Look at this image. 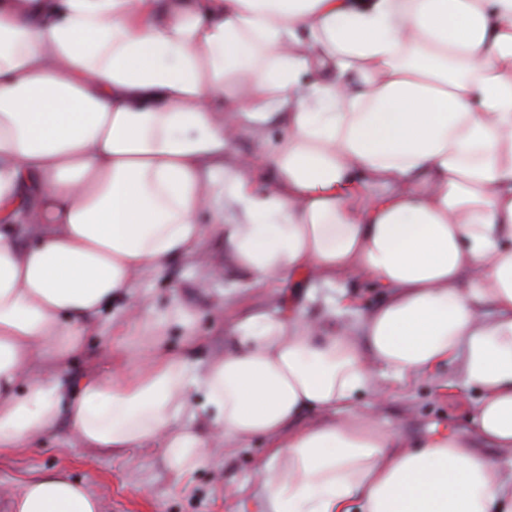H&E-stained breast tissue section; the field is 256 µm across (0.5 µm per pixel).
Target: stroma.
<instances>
[{"label": "stroma", "mask_w": 512, "mask_h": 512, "mask_svg": "<svg viewBox=\"0 0 512 512\" xmlns=\"http://www.w3.org/2000/svg\"><path fill=\"white\" fill-rule=\"evenodd\" d=\"M203 252L204 260L181 261L161 273L143 276L134 291L135 302L157 314L164 313L172 301L182 303L186 322H168L161 333L167 349L175 354L182 353L187 334L202 337V346L190 359L197 373L223 353L237 318L253 310H279L291 299L290 287L278 280L248 283L235 273L206 279L207 266H223L224 247L220 239L210 237ZM344 292L356 296L366 310L382 298L381 290L364 279L348 281L342 289L316 282L306 316L320 319ZM376 382L386 392L383 405H376L367 391L357 395V404L376 410L383 427L403 432L412 443L434 429L463 427L471 404L479 397L476 388L464 384L453 363L443 365L430 379L402 383L388 374ZM266 462L263 440L255 438L243 446L228 442L209 449L198 467L178 481L160 449L135 448L108 455L80 444L65 418L53 434L0 455V488L16 491L33 473L59 469L99 496L102 512H258L263 492L257 474Z\"/></svg>", "instance_id": "35a3bbf8"}]
</instances>
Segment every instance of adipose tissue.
Masks as SVG:
<instances>
[{"label": "adipose tissue", "instance_id": "obj_1", "mask_svg": "<svg viewBox=\"0 0 512 512\" xmlns=\"http://www.w3.org/2000/svg\"><path fill=\"white\" fill-rule=\"evenodd\" d=\"M287 133L265 164L242 127ZM209 212L212 222L198 218ZM253 282L354 273L368 313L237 320L202 376L133 290L206 233ZM113 322L104 364L71 357ZM456 362L465 429L409 449L354 398ZM69 412L81 444L206 449L264 439L262 512H512V0H0V453ZM64 472L0 512H100ZM284 134L285 128L279 123L269 124L266 128L265 137L262 140L252 139L246 132H244L235 142L232 143L229 152H240L252 155L259 162H262Z\"/></svg>", "mask_w": 512, "mask_h": 512}]
</instances>
